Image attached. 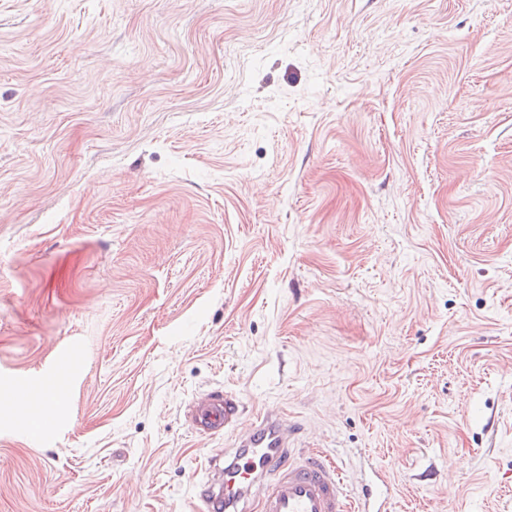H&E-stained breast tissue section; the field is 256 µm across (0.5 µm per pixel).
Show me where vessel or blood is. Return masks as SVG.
I'll use <instances>...</instances> for the list:
<instances>
[{
	"instance_id": "obj_1",
	"label": "vessel or blood",
	"mask_w": 512,
	"mask_h": 512,
	"mask_svg": "<svg viewBox=\"0 0 512 512\" xmlns=\"http://www.w3.org/2000/svg\"><path fill=\"white\" fill-rule=\"evenodd\" d=\"M239 398L212 392L188 411L203 434L234 431ZM296 432L276 408L261 412L251 428L225 449L218 475L198 487L200 512H381L387 495L376 483L350 493L335 462L312 453L293 456Z\"/></svg>"
}]
</instances>
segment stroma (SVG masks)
Segmentation results:
<instances>
[{"mask_svg":"<svg viewBox=\"0 0 512 512\" xmlns=\"http://www.w3.org/2000/svg\"><path fill=\"white\" fill-rule=\"evenodd\" d=\"M214 390L512 512V0H0V512H195Z\"/></svg>","mask_w":512,"mask_h":512,"instance_id":"obj_1","label":"stroma"}]
</instances>
